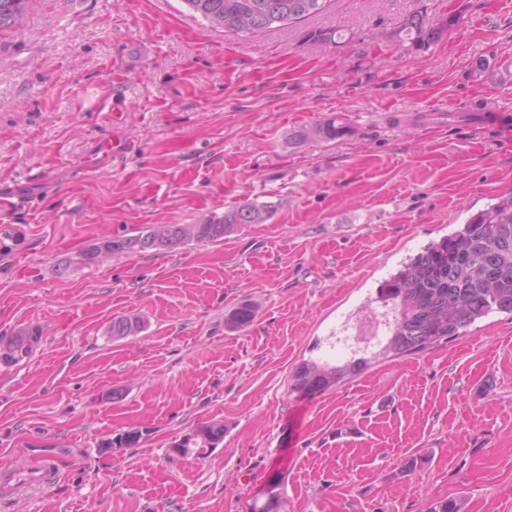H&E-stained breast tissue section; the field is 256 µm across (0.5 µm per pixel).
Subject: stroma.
Segmentation results:
<instances>
[{
	"label": "stroma",
	"mask_w": 512,
	"mask_h": 512,
	"mask_svg": "<svg viewBox=\"0 0 512 512\" xmlns=\"http://www.w3.org/2000/svg\"><path fill=\"white\" fill-rule=\"evenodd\" d=\"M417 11L460 22L423 51L389 39ZM323 119L347 133L292 141ZM511 189L512 0H328L248 38L185 0H28L0 31V194L28 202L0 216V336H43L0 367V464L58 477L0 512H250L274 482L282 512H512L511 317L290 391L302 362L350 358L326 341L384 279ZM247 201L269 220L223 241L78 258ZM119 316L143 331L112 340ZM214 422L218 447L171 454ZM26 329L29 331V344L27 347V353L24 354V352H23L27 345V341H28L27 336L24 332L19 331L15 334V336L21 337L23 339V344L22 345H12L9 350L0 348L1 366L4 365L3 364L4 362H7V363H5V365H8V366L16 365L20 361L24 360V356L28 357V356L32 355V353L34 352L36 347L39 345L41 338H42L41 330L37 327H28ZM19 355H21L23 357H21L19 359H15L14 361H11V358H12L11 356L18 357ZM9 361H11V362H9ZM143 438L142 431L140 430H129L123 433H119L112 438H107L101 441L99 448L104 453L112 452L113 448H132L137 446Z\"/></svg>",
	"instance_id": "obj_1"
}]
</instances>
